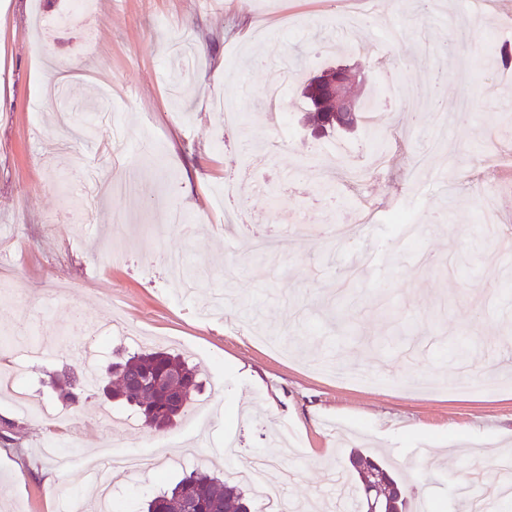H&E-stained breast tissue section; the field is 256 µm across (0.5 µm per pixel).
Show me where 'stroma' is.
I'll return each instance as SVG.
<instances>
[{
    "instance_id": "stroma-1",
    "label": "stroma",
    "mask_w": 512,
    "mask_h": 512,
    "mask_svg": "<svg viewBox=\"0 0 512 512\" xmlns=\"http://www.w3.org/2000/svg\"><path fill=\"white\" fill-rule=\"evenodd\" d=\"M399 29L407 109L388 107L373 134L307 131L292 87L288 128L264 119L262 91L303 54L306 71L360 67L365 100L381 85L377 38ZM501 25L466 0H385L377 25L325 0H0V374H16L24 409L0 396V512H59L64 495L99 512L83 459L117 444L157 456L153 473L112 476L132 512L183 471L224 474L251 456L288 471L289 504L324 502L335 471L356 477L358 449L381 459L405 490L408 512H456L472 458L512 453V252L486 236L481 142L512 149V87L474 67L493 57ZM66 82L47 100L45 65ZM111 85V123L86 122L87 96ZM343 144V161L316 156ZM461 149L456 171L448 147ZM133 175L131 192L71 194L77 157L111 173L103 152ZM385 165L364 179L356 154ZM264 184L224 200L234 174ZM370 204L375 223L361 220ZM186 208L190 234L167 224ZM395 208L424 226L421 240L383 223ZM283 233L278 262L257 259L248 226ZM332 225L345 227L342 239ZM125 336H110L114 320ZM402 331L406 342L390 341ZM467 345L466 363L452 361ZM160 348L198 366V414L158 431L116 432L101 419L125 406L86 392L72 424L51 379L105 372L137 349ZM452 387L467 388L451 398ZM52 443L69 460L47 457ZM197 456L179 460V444ZM54 471V487L43 472Z\"/></svg>"
}]
</instances>
